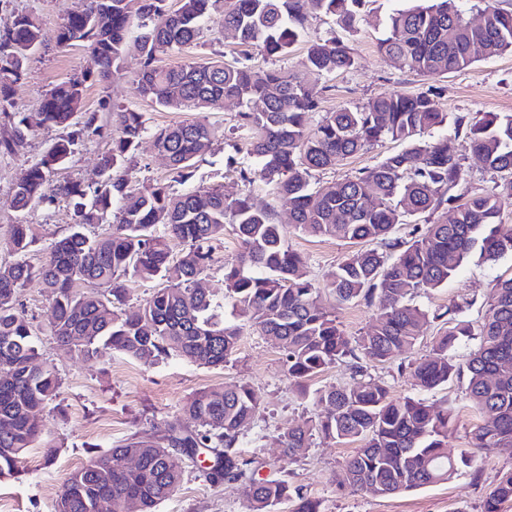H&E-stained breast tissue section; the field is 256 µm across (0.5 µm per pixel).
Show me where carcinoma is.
Returning a JSON list of instances; mask_svg holds the SVG:
<instances>
[{
    "label": "carcinoma",
    "instance_id": "1",
    "mask_svg": "<svg viewBox=\"0 0 512 512\" xmlns=\"http://www.w3.org/2000/svg\"><path fill=\"white\" fill-rule=\"evenodd\" d=\"M224 2V29L239 44L258 46L274 57L288 52L309 17L323 13L351 26L362 0H84L58 29L57 43H85L97 63L96 73H81L51 88L37 111L9 112L12 85L23 76L29 53L43 35L27 15L0 17V114L13 123V134L0 141V153L13 154L37 128L53 124L68 129L42 158L31 165L13 189L20 210L70 201L74 221L55 241L45 261L33 266L18 260L0 266V480L16 478L30 449L44 448L51 460L57 446L41 439L37 413L56 397L60 377L45 357L32 322L19 308L21 288L38 281L52 304V336L58 347L76 350L96 365L119 353L145 365L168 356H183L206 367L233 360L241 327L224 319L223 306L203 273L214 261L225 225H233L241 256L224 265V296L233 301L249 326L283 355L288 378L298 386L339 361L347 363L356 382L312 394L322 408L316 420L283 434V448L300 456L312 432L359 448L342 467L341 483L354 492L386 496L451 480L459 464L448 456V428L453 410L427 401L394 399L381 380L368 374L371 363L391 364L414 347L424 326L441 321L433 356L398 370L408 372L420 391L456 381L487 421L469 433L470 448L512 449V276L499 278L487 313L475 326L464 317L471 301L452 302L429 312L409 303L418 290L448 283L473 255L496 262L512 256V233L500 216L512 207V113L482 112L450 117L439 110L437 94H385L361 106L325 113L316 126L310 114L320 109L323 77L351 69V48L332 36L307 49L306 74L232 61L208 59L178 66L158 64L159 56L196 43L217 2ZM465 0H424L396 12L384 23L379 49L420 74L444 75L475 62L472 49L485 58L512 52V13L483 0L482 21L465 18ZM140 68L137 93L169 111L209 110L225 100L241 106L237 128L246 135L245 153L252 168L230 156L241 178H258L288 202L293 224L315 237L341 238L359 248L336 267L327 284L340 303L364 300L377 306L375 323L354 339L340 329L334 312L320 301L319 290L302 272L300 255L289 248L283 226L273 214L254 207L246 197L228 199L219 186H202L177 194L171 183L190 181L196 164L212 149L216 133L200 120L158 128L157 150L168 160L171 182L134 184L128 175L139 140L147 132L140 112L119 109V131L112 148L100 158L102 182L84 188L74 182L51 184L49 176L65 163L88 132L95 114L82 127L73 119L83 105L87 83L112 77L123 69L128 34ZM453 37H448V31ZM453 123L454 134L423 140V130ZM497 177L484 193L466 196L467 180L459 135ZM383 139L402 148L376 165L334 183L310 187L311 172L336 166L371 149ZM441 216L416 228L409 239L392 236L408 216ZM104 232L98 228L104 224ZM17 252L34 244L30 225L13 224ZM182 244L172 253L171 242ZM379 243L382 249L369 247ZM158 280L146 304L128 314L130 279ZM477 341L461 362L454 351ZM259 400L246 382L219 384L196 391L182 414L190 425H170L157 440L132 439L96 456L70 472L57 494L54 512H99L112 499V512H125L129 501L140 512H155L180 485L176 455L190 458L208 452L211 482L246 484L245 512H276L284 501L291 512H322L321 503L291 489L284 479H258L250 461L236 451L250 426ZM135 454L139 465L126 466ZM512 500V471L504 473L483 501V512H500Z\"/></svg>",
    "mask_w": 512,
    "mask_h": 512
}]
</instances>
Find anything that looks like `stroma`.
Here are the masks:
<instances>
[{"mask_svg": "<svg viewBox=\"0 0 512 512\" xmlns=\"http://www.w3.org/2000/svg\"><path fill=\"white\" fill-rule=\"evenodd\" d=\"M82 5V0H0V16L23 14L40 25L43 43L24 67L21 79L13 85L14 111H36L44 94L54 85L84 71L95 70L91 52L84 46H61L55 39L64 20ZM411 0H365L352 27L344 28L334 17L315 15L301 41L288 53L265 58L258 49L248 51L250 63L301 74L305 71L306 51L311 41L336 36L351 48L356 64L342 74L327 76V90L321 112L312 113L318 122L322 112L343 104H363L387 93L417 94L437 91L440 111L450 115L475 117L479 112H512V54L482 59L468 68L447 75H423L399 66L378 50L384 35L383 20L410 7ZM233 33L225 31L220 12H213L197 44L161 56V64L179 65L207 57L217 58L238 51ZM139 68L136 51H128L123 70L104 82L91 84L83 109L95 114L97 127L87 132L69 161L50 175L51 183L77 182L92 185L99 181L98 162L117 134L113 106L143 113L148 127L140 140L129 169L133 183L166 182L169 166L154 147L151 132L161 126L184 120L181 112L165 111L140 97L133 84ZM238 105L232 101L198 113V120L217 130V139L203 161L199 162L192 186L219 185L229 198L249 197L260 208H271L279 224L287 228L289 246L303 260V270L315 288L321 289L323 303L336 315L347 336L362 335L375 320L376 310L364 301L337 303L325 287L338 264L353 251V244L342 239H319L291 229L287 204L261 181L241 180L227 165L241 138L236 130ZM63 135L61 127L45 125L28 136L16 153L0 154V264L17 260L10 227L28 224L36 240L26 259L42 263L52 243L65 234L72 222V208L58 199L24 211L15 208L13 187L26 170ZM399 142L389 139L375 144L367 152L342 165L314 173L311 184L318 187L338 181L356 170L377 164L386 155L399 150ZM512 273V258L491 264L478 258L465 263L447 286L435 291H418L416 305L436 309L449 302L472 300L466 316L481 322L486 303L499 275ZM18 300L31 318L42 347L55 365L61 388L37 416L44 439L58 447L52 460H45L42 448H33L19 477L0 481V512H53L57 493L66 476L85 464L91 455L104 453L133 439H158L170 424L178 422L180 406L196 391L219 384L249 383L260 398L250 430L239 439L241 455L251 460L261 478H283L308 497L319 499L323 512H482L485 496L503 473L512 470L508 452H476L472 467L449 482L402 492L387 497L351 494L340 488L336 475L355 446L323 435H315L309 451L295 458L284 455L281 434L314 419L317 412L310 396L300 392L284 372L280 351L250 327H243L238 350L232 363L211 369L172 356L153 366L143 365L124 355H113L103 365L93 366L76 352L57 349L51 332V302L40 283L22 288ZM428 402L449 401L456 408L457 425L448 434V452L459 455L468 445L467 432L485 422L484 415L465 399L460 384L451 382L427 393ZM183 470L179 488L161 503L157 512H243L245 485L241 482L211 483L206 466L179 456Z\"/></svg>", "mask_w": 512, "mask_h": 512, "instance_id": "stroma-1", "label": "stroma"}]
</instances>
